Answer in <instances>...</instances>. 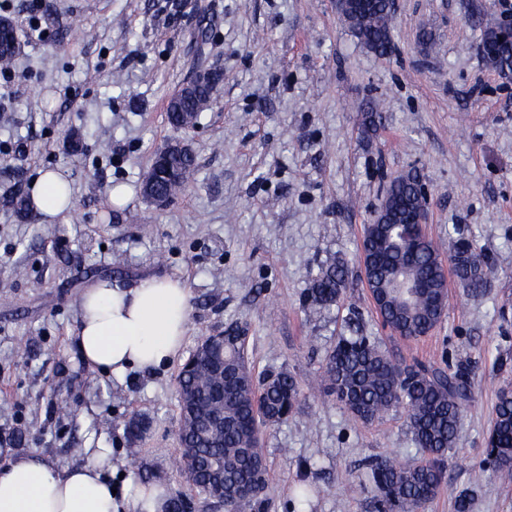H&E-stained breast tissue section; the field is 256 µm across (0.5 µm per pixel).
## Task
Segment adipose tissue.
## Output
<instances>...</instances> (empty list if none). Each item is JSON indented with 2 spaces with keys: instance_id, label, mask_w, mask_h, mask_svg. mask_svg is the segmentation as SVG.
<instances>
[{
  "instance_id": "adipose-tissue-1",
  "label": "adipose tissue",
  "mask_w": 512,
  "mask_h": 512,
  "mask_svg": "<svg viewBox=\"0 0 512 512\" xmlns=\"http://www.w3.org/2000/svg\"><path fill=\"white\" fill-rule=\"evenodd\" d=\"M30 198L35 211L50 217L74 206L55 170L36 180ZM79 312L82 359L121 384L131 370L150 372L177 356L188 330L189 290L169 277H145L130 287L102 279L82 293ZM107 454L97 448L92 462L61 469L37 453L0 450V512H165L166 497L153 485L113 495L102 466Z\"/></svg>"
}]
</instances>
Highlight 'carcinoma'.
Wrapping results in <instances>:
<instances>
[{
  "instance_id": "carcinoma-1",
  "label": "carcinoma",
  "mask_w": 512,
  "mask_h": 512,
  "mask_svg": "<svg viewBox=\"0 0 512 512\" xmlns=\"http://www.w3.org/2000/svg\"><path fill=\"white\" fill-rule=\"evenodd\" d=\"M394 15L393 0H346L341 12L360 43L378 57L391 51ZM497 30L499 23H486L482 42L490 41L494 46L486 59L498 72L512 74V41H500ZM382 121L383 115L374 104H366L364 131L376 129ZM174 166L183 179L158 185L160 192L171 196L194 175L195 157L184 154L174 160ZM421 186L420 175L412 170L391 178L385 221L372 231L364 227L361 244L371 276L380 284L374 289L379 312L406 342L424 337L437 327L436 301L443 266L437 244L430 241L428 246L414 249L404 234L403 225L408 223L410 212L427 205ZM448 262L464 286L475 291L484 286L487 274L492 272L487 256L465 237L455 241ZM348 281L345 263L327 265L307 289L305 303L311 309L335 305ZM224 342V430L199 429L186 434L194 453L191 461L178 462V469L195 497L169 495L166 512H183L184 503L191 504L196 498L211 503L210 485L215 469L221 466L224 510L263 512L268 479L259 485V493L241 495L242 487L254 481L253 457L264 456L262 428L285 421L283 401L294 408L301 404V391L292 375L282 371L276 382L261 387L245 353L246 340L231 331ZM213 386L208 367L200 364L178 378V402H183L185 394L206 402ZM321 386L363 423H372L397 408L405 414L422 459L411 463L392 458L368 462L365 484L374 493L378 512H415L436 497L445 480L448 451L456 444L462 412L472 399L468 366L460 364L453 370L435 361L400 362L356 326L351 335L340 337L336 349L328 355ZM484 462L502 479L512 481V389L507 386L498 396Z\"/></svg>"
}]
</instances>
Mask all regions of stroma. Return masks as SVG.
<instances>
[{
  "mask_svg": "<svg viewBox=\"0 0 512 512\" xmlns=\"http://www.w3.org/2000/svg\"><path fill=\"white\" fill-rule=\"evenodd\" d=\"M23 48L0 75V448L37 451L65 468L105 448L115 477L177 473L176 376L201 337L242 327L256 376L285 371L302 403L264 439L265 512H376L364 461L417 458L405 415L356 421L319 392L346 321L392 355L468 365L474 399L461 420L448 481L420 512H512V483L480 472L500 389L512 381V76L478 51L494 0H395L392 52L352 34L336 0H12ZM432 38L422 43L419 34ZM206 44H199L200 33ZM217 69L222 81L187 135L197 172L156 207L141 184L177 133L169 97ZM384 120L363 133L362 106ZM69 181L73 210L30 208L45 170ZM418 171L424 230L442 249L462 231L495 263L472 294L448 276V309L428 336L383 329L358 253L390 179ZM127 204L110 207V187ZM348 262L330 309L304 297L320 269ZM172 277L190 290L178 361L125 383L83 362L78 302L91 282ZM69 412L61 414L59 403ZM148 420L137 457L124 423ZM309 484L314 495L298 499Z\"/></svg>",
  "mask_w": 512,
  "mask_h": 512,
  "instance_id": "1",
  "label": "stroma"
}]
</instances>
